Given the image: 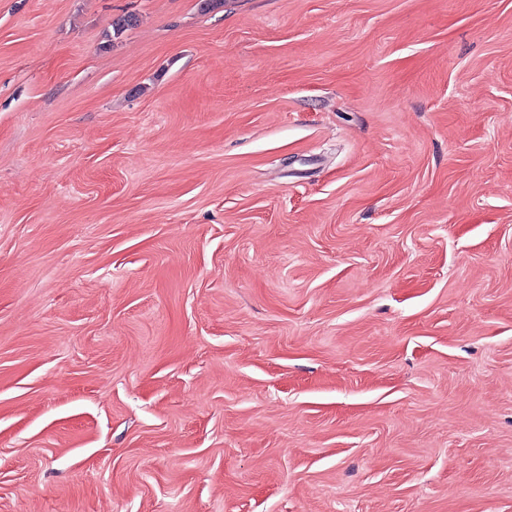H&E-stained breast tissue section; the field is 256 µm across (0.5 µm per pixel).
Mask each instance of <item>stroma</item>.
<instances>
[{
	"label": "stroma",
	"mask_w": 512,
	"mask_h": 512,
	"mask_svg": "<svg viewBox=\"0 0 512 512\" xmlns=\"http://www.w3.org/2000/svg\"><path fill=\"white\" fill-rule=\"evenodd\" d=\"M0 512H512V0H0Z\"/></svg>",
	"instance_id": "obj_1"
}]
</instances>
